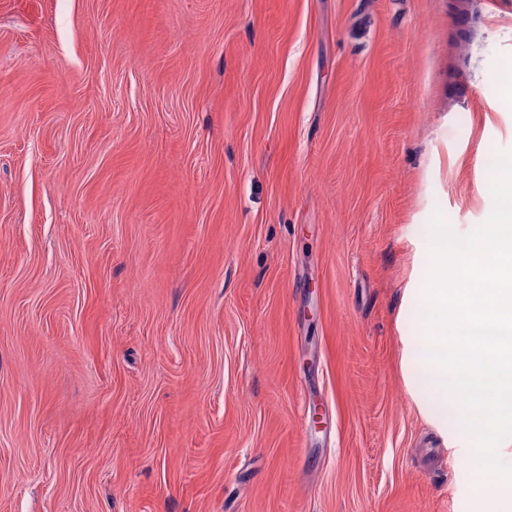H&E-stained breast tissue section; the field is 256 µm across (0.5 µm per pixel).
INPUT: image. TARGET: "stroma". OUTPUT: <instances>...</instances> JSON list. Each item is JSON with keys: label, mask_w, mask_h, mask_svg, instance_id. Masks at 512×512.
<instances>
[{"label": "stroma", "mask_w": 512, "mask_h": 512, "mask_svg": "<svg viewBox=\"0 0 512 512\" xmlns=\"http://www.w3.org/2000/svg\"><path fill=\"white\" fill-rule=\"evenodd\" d=\"M506 71L512 0H0V512H512L399 318Z\"/></svg>", "instance_id": "35a3bbf8"}]
</instances>
